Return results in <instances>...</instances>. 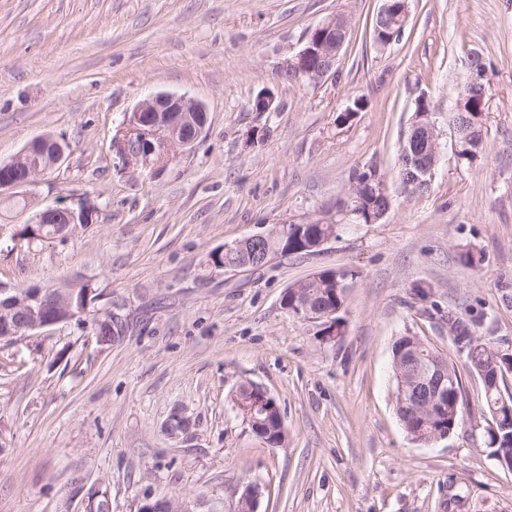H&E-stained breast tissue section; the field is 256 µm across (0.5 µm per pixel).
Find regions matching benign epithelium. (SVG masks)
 I'll list each match as a JSON object with an SVG mask.
<instances>
[{
  "instance_id": "1",
  "label": "benign epithelium",
  "mask_w": 512,
  "mask_h": 512,
  "mask_svg": "<svg viewBox=\"0 0 512 512\" xmlns=\"http://www.w3.org/2000/svg\"><path fill=\"white\" fill-rule=\"evenodd\" d=\"M385 0L379 16L397 20L407 15V4L400 0ZM349 32L347 21L332 15L323 20L309 34L303 48L288 61V68L302 78L320 79L331 74ZM423 121L412 125L409 132V158L418 172L414 182L431 183L440 156L439 134L431 113L422 114ZM207 121V110L203 104L175 93L156 92L149 95L131 112L127 123L133 134L123 141L124 156L128 160L143 154H162L173 148L183 150L192 147L199 138ZM51 148L53 164H59L65 156L66 146L51 137H41L20 151L11 161L0 163V192L29 185L41 173L40 167L31 165L32 158ZM71 220L68 208H49L36 214L39 224H52L60 219ZM7 298L0 299V316L9 319L11 313H25L24 329L35 331L52 327L57 323L56 313L67 306L68 292L57 290L51 294L52 306H47L41 289L30 294H10L6 288L0 290ZM444 375L436 372L424 380L417 392L419 401L440 399ZM200 500L183 499L176 503L165 499L146 497L140 512H162L169 507L175 512H199Z\"/></svg>"
}]
</instances>
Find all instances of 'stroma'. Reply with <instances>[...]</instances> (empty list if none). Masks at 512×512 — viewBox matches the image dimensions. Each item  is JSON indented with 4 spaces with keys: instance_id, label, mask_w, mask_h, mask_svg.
I'll return each instance as SVG.
<instances>
[{
    "instance_id": "35a3bbf8",
    "label": "stroma",
    "mask_w": 512,
    "mask_h": 512,
    "mask_svg": "<svg viewBox=\"0 0 512 512\" xmlns=\"http://www.w3.org/2000/svg\"><path fill=\"white\" fill-rule=\"evenodd\" d=\"M384 0H0V162L30 141H66V159L0 195V284L97 289L127 328L97 342L83 323L0 338V512H138L147 495L201 497L236 512H512V471L485 445L483 384L448 331L512 355V0H408L399 41L372 22ZM350 40L334 74L282 77L326 17ZM484 62L485 140L457 159L448 104ZM265 88L275 111L255 112ZM205 105L192 148L159 171L114 141L148 94ZM442 154L430 190L395 171L418 97ZM363 100L348 124L338 113ZM376 166L393 205L381 223L343 225L314 255L224 271L209 255L292 221L336 213L352 171ZM92 210L66 241L24 242L47 208ZM477 261L465 264L461 253ZM349 271L343 336L284 310L288 287ZM447 355L463 386L448 438L414 442L395 407L392 346L402 336ZM276 399L287 431L272 448L233 405L243 381ZM188 418L167 431L174 413Z\"/></svg>"
}]
</instances>
